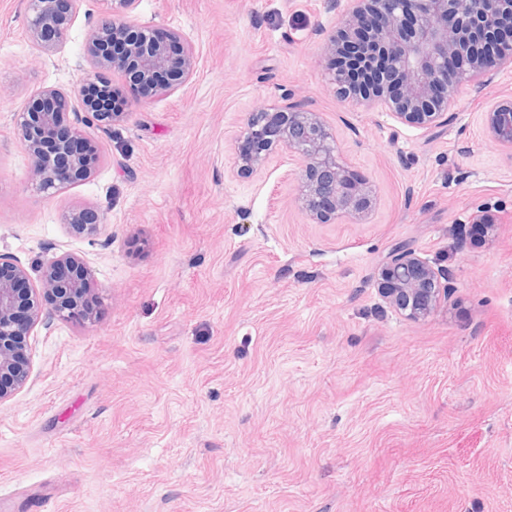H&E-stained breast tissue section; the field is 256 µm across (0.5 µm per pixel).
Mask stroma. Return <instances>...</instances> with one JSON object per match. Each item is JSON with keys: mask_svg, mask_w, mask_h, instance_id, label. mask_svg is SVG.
I'll return each mask as SVG.
<instances>
[{"mask_svg": "<svg viewBox=\"0 0 512 512\" xmlns=\"http://www.w3.org/2000/svg\"><path fill=\"white\" fill-rule=\"evenodd\" d=\"M103 10L77 0L42 53L25 0H0V253H76L95 298L89 321L34 329L30 379L0 403V512H512V150L484 128L512 66L427 130L337 95L336 0H137L196 67L150 100L111 74L128 117L105 128L74 92ZM45 87L100 155L52 195L14 127ZM285 104L320 113L368 214L311 223L293 153L238 173L248 114ZM81 209L97 235L69 229ZM480 210L497 224L475 243ZM400 248L447 275L427 319L378 290Z\"/></svg>", "mask_w": 512, "mask_h": 512, "instance_id": "1", "label": "stroma"}]
</instances>
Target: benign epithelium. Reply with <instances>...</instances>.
<instances>
[{
  "label": "benign epithelium",
  "mask_w": 512,
  "mask_h": 512,
  "mask_svg": "<svg viewBox=\"0 0 512 512\" xmlns=\"http://www.w3.org/2000/svg\"><path fill=\"white\" fill-rule=\"evenodd\" d=\"M76 0H27L29 33L42 51L63 41ZM136 0H104L100 21L84 45L92 68L120 73L142 97L172 89L192 75L195 57L172 31L128 19ZM512 17V0H349L339 34L324 44L325 58L341 51L378 60L384 79L378 89L361 95L368 109L391 113L399 122L430 129L441 124L458 88L494 69L512 64V34L499 22ZM338 93L351 97L348 71L326 64ZM96 80L86 73L75 88L88 119L110 126L127 117L112 109V96L87 99L84 86ZM68 99L45 88L16 113L17 134L31 160L29 180L48 195L86 179L98 161L95 143L68 123ZM489 138L512 150V98L492 104L484 115ZM239 142L238 172L252 174L276 147L303 160V202L310 219L326 224L339 216L363 215L374 197L368 183L337 159L327 129L316 112L289 107L249 113ZM72 230L95 235L102 221L91 210L68 218ZM0 403L23 388L30 377L28 339L46 318L83 317V301L93 291L83 261L63 253L48 264L29 269L0 254ZM386 302L411 320L428 317L446 298L442 271L412 251L394 255L377 273Z\"/></svg>",
  "instance_id": "obj_1"
}]
</instances>
